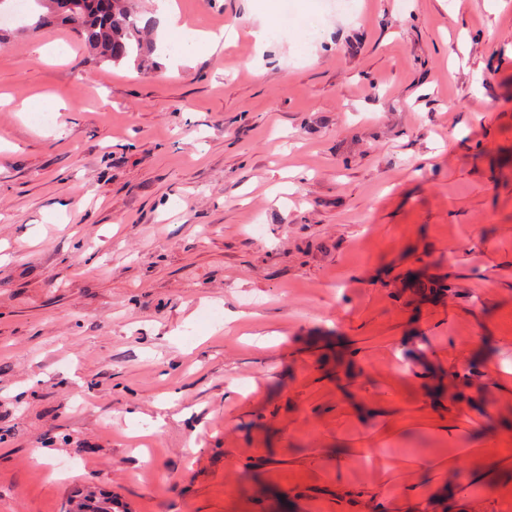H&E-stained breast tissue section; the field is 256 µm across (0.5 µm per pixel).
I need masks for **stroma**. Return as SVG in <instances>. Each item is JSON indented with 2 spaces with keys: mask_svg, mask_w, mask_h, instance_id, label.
I'll return each mask as SVG.
<instances>
[{
  "mask_svg": "<svg viewBox=\"0 0 512 512\" xmlns=\"http://www.w3.org/2000/svg\"><path fill=\"white\" fill-rule=\"evenodd\" d=\"M177 4L234 41L0 0V512H512V0ZM35 1L46 9L39 15L36 26H68L80 37L93 59L119 63L143 48L144 31L138 25L131 0H110L107 12L99 9L96 2L101 0ZM158 4L164 18L161 49L166 51L170 44L176 43L182 50L176 55L177 61L191 60L200 52L211 49L217 44L218 38L215 35L207 37V34L202 31L187 29L185 25H179L178 16L171 9L169 2H158ZM61 107L62 104L55 103L49 99L34 98L25 101L22 112H38L43 111L45 109L58 112ZM35 118L37 121L45 125H51L54 121L53 115L49 112H38ZM71 512H121L119 503L112 497H105L94 490H86L74 496Z\"/></svg>",
  "mask_w": 512,
  "mask_h": 512,
  "instance_id": "1",
  "label": "stroma"
}]
</instances>
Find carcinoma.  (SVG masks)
Here are the masks:
<instances>
[{"label":"carcinoma","mask_w":512,"mask_h":512,"mask_svg":"<svg viewBox=\"0 0 512 512\" xmlns=\"http://www.w3.org/2000/svg\"><path fill=\"white\" fill-rule=\"evenodd\" d=\"M46 12L37 25H65L72 29L93 58L118 63L142 50L144 31L131 0H112L103 12L98 0H36ZM119 503L94 490L83 491L72 500L71 512H116Z\"/></svg>","instance_id":"cac0c4a2"}]
</instances>
